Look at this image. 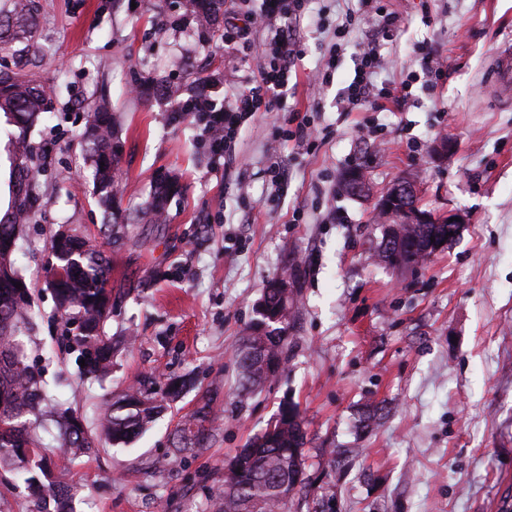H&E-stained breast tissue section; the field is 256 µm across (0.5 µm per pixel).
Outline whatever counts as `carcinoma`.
Masks as SVG:
<instances>
[{"label": "carcinoma", "mask_w": 512, "mask_h": 512, "mask_svg": "<svg viewBox=\"0 0 512 512\" xmlns=\"http://www.w3.org/2000/svg\"><path fill=\"white\" fill-rule=\"evenodd\" d=\"M12 10H0V49L10 50L19 42L18 53L37 56L38 44L31 40L35 25L36 0H10ZM0 112L9 116L19 130L15 138V184L9 208L0 216V470H16L24 478L35 512H72L76 490L64 478L61 465L48 467L50 456L42 433H50L60 448L59 459L74 460L93 448V435L70 407L54 403L46 391L42 373L27 362V342L35 319L32 293L15 265L21 227L30 223L43 205L38 179L39 151L26 138L28 127L51 113L50 98L39 85L19 72L0 71ZM79 145L89 154L90 170L100 201L109 203L115 196L114 185L119 156L112 151V113L97 106L87 115L79 134ZM177 181H157L147 209L163 208L167 195ZM50 248L68 255L63 287L54 290L58 313L76 324V333L68 337L71 346L85 359L82 375L101 380L112 371V357L121 340L106 334L104 327L112 317L108 288L112 273L109 258L92 239L72 232L64 237L54 234ZM22 287H16V283ZM272 313L280 320L257 316L265 324L252 325L236 352L240 391L249 394L270 379L262 362L274 355L283 359L290 333L291 311L273 284L263 294ZM187 387L184 379L171 378L161 396L145 387H133L118 399L107 403L99 438L112 445H125L141 434L161 413L163 401L178 399ZM291 414L275 419V432L263 431L241 450V469L224 479L218 512H274L306 488L295 485L297 461L304 458L306 435L300 410L288 406ZM194 422L178 423L173 455L180 456L205 446L212 437V399L201 398L192 413Z\"/></svg>", "instance_id": "1"}]
</instances>
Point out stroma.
<instances>
[{
  "label": "stroma",
  "mask_w": 512,
  "mask_h": 512,
  "mask_svg": "<svg viewBox=\"0 0 512 512\" xmlns=\"http://www.w3.org/2000/svg\"><path fill=\"white\" fill-rule=\"evenodd\" d=\"M39 4L41 59L25 67L0 51V70H25L55 112L31 129L47 196L15 254L41 314L30 361L91 425L128 386L157 390L184 374L195 382L128 446L103 444L74 461L76 512H197L287 401L307 437V487L289 512H500L512 486V101L496 92L492 63L512 42V0H383L395 23L378 83L411 94L369 110L342 104L340 92L379 16L367 13L341 42L324 85L352 2L309 0L295 24L301 54L287 96L239 130L223 163L210 158L195 119L170 115L196 92L220 103L250 87L267 33L247 27L240 0H224L213 29L191 0ZM423 45L446 79L424 74ZM93 103L111 112L123 146L108 210L72 141ZM305 111L321 131L314 146L279 143L284 117ZM440 138L454 144L443 160L432 155ZM358 164L370 188L363 197L339 189ZM162 170L181 191L159 222L142 204ZM403 178L418 184L422 209L466 218L445 251L408 272L376 256L386 227L375 201ZM115 210L131 228L103 245L119 292L105 331L126 342L107 379L82 383L44 284L50 239L62 224L103 237ZM294 263L302 276L286 368L240 395L235 351L269 281ZM205 390L217 415L211 441L169 460L176 423Z\"/></svg>",
  "instance_id": "35a3bbf8"
}]
</instances>
